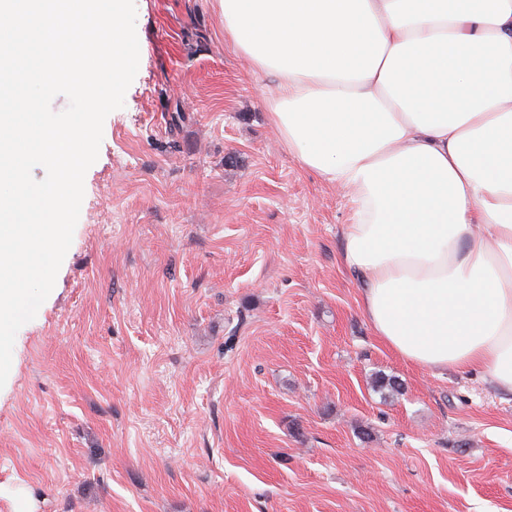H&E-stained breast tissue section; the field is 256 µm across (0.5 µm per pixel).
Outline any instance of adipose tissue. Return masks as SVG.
I'll list each match as a JSON object with an SVG mask.
<instances>
[{"mask_svg":"<svg viewBox=\"0 0 512 512\" xmlns=\"http://www.w3.org/2000/svg\"><path fill=\"white\" fill-rule=\"evenodd\" d=\"M220 4L285 149L344 193L375 336L512 396V0Z\"/></svg>","mask_w":512,"mask_h":512,"instance_id":"1","label":"adipose tissue"}]
</instances>
